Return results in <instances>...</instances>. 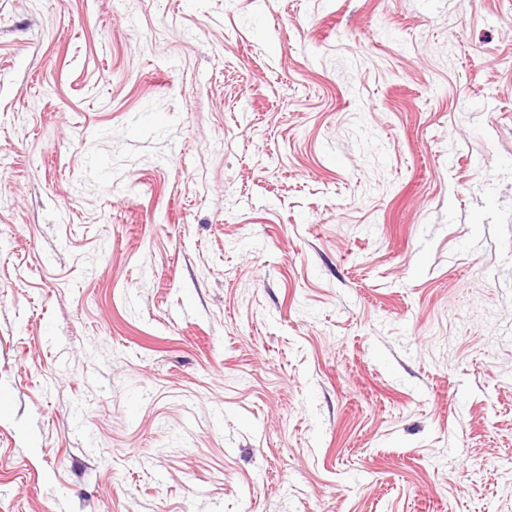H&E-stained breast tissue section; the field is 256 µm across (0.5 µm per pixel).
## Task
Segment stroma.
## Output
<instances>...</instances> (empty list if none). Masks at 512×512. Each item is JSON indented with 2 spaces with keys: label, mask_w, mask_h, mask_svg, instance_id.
Instances as JSON below:
<instances>
[{
  "label": "stroma",
  "mask_w": 512,
  "mask_h": 512,
  "mask_svg": "<svg viewBox=\"0 0 512 512\" xmlns=\"http://www.w3.org/2000/svg\"><path fill=\"white\" fill-rule=\"evenodd\" d=\"M0 512H512V0H0Z\"/></svg>",
  "instance_id": "stroma-1"
}]
</instances>
